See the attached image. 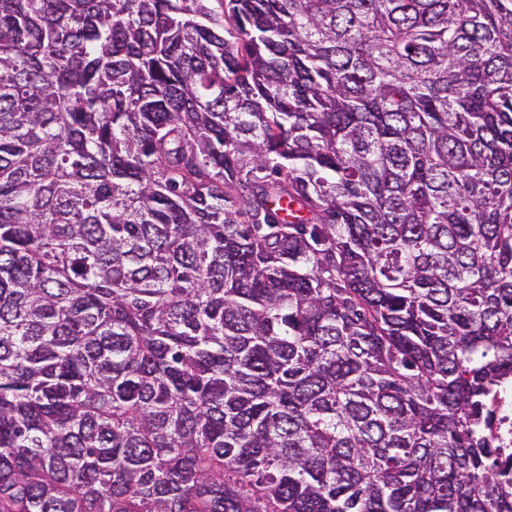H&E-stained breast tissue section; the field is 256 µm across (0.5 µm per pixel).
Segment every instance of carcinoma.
Returning a JSON list of instances; mask_svg holds the SVG:
<instances>
[{"mask_svg":"<svg viewBox=\"0 0 512 512\" xmlns=\"http://www.w3.org/2000/svg\"><path fill=\"white\" fill-rule=\"evenodd\" d=\"M512 0H0V512H512ZM492 413L484 428V436L493 446L505 454L512 452V379L502 383L488 401Z\"/></svg>","mask_w":512,"mask_h":512,"instance_id":"obj_1","label":"carcinoma"}]
</instances>
